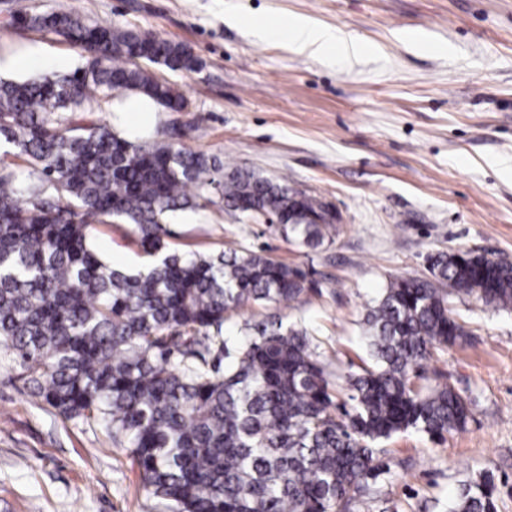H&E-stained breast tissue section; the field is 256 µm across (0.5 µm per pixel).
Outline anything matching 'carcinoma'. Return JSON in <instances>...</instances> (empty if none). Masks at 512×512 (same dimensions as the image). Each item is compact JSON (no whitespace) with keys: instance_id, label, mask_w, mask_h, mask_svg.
Listing matches in <instances>:
<instances>
[{"instance_id":"cac0c4a2","label":"carcinoma","mask_w":512,"mask_h":512,"mask_svg":"<svg viewBox=\"0 0 512 512\" xmlns=\"http://www.w3.org/2000/svg\"><path fill=\"white\" fill-rule=\"evenodd\" d=\"M15 19L87 59L71 74L0 80V142L25 161L0 166V354L19 363L38 397L68 420L102 426L168 512H348L356 497L376 493L379 443L464 428L461 394L415 381L426 379L435 350L466 335L448 292L512 311L511 263L439 253L428 258L431 278L390 281L366 307L374 364L358 374L330 371L304 326L269 321L228 336L226 313L303 305L317 283L252 251L173 252L164 215L220 205L248 218L256 209L317 249L335 224L330 206L191 150L190 126L133 142L89 118L112 92L187 109L186 96L148 70H198L184 45L71 12L22 6ZM114 220L153 258L146 270L116 269L95 250V226ZM333 375L349 403L335 402ZM494 493L484 474L463 484L448 512H496Z\"/></svg>"}]
</instances>
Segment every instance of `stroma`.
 I'll return each mask as SVG.
<instances>
[{"label": "stroma", "mask_w": 512, "mask_h": 512, "mask_svg": "<svg viewBox=\"0 0 512 512\" xmlns=\"http://www.w3.org/2000/svg\"><path fill=\"white\" fill-rule=\"evenodd\" d=\"M184 43L196 72L156 66L187 97L185 112L148 122L101 99L95 116L129 140L193 126L187 146L249 167L328 203L329 241L312 250L272 224L218 205L168 224L172 250L256 251L297 266L320 286L309 304L252 305L225 331L279 316L313 329L321 357L344 372L369 362L359 322L398 277H428V255L472 251L512 263V0H29ZM0 0V79L70 73L85 63L63 37L19 28ZM302 15L356 36L369 52L321 55L257 24ZM93 244L115 268L146 256L125 224L97 226ZM465 341L438 352L439 373L470 402L465 429L386 441L378 496L350 512H447L464 483L493 474L497 512H512V312L450 298ZM0 512H167L146 492L106 431L65 419L36 398L19 365L0 356Z\"/></svg>", "instance_id": "1"}]
</instances>
